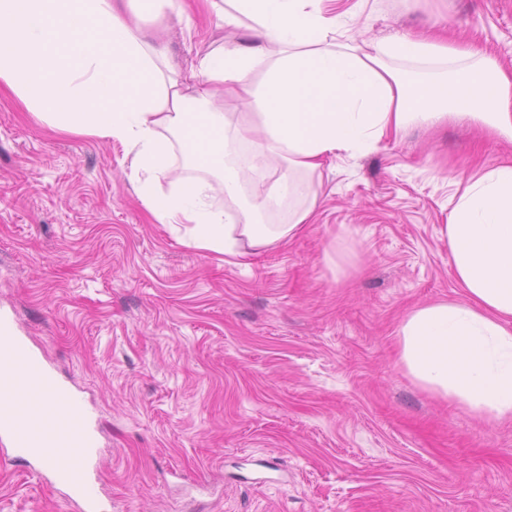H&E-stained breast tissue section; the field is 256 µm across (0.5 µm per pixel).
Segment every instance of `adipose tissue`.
Listing matches in <instances>:
<instances>
[{
    "label": "adipose tissue",
    "instance_id": "1",
    "mask_svg": "<svg viewBox=\"0 0 512 512\" xmlns=\"http://www.w3.org/2000/svg\"><path fill=\"white\" fill-rule=\"evenodd\" d=\"M195 8L228 26L249 20L255 44L216 47L179 73L144 20ZM357 16L339 0H0V88L52 130L121 143L158 223L242 257L310 223L308 180L326 156L448 118L512 143L511 73L429 31L380 41L365 60L336 52ZM228 93L255 110L252 124L225 113ZM179 156L193 176L160 191ZM455 196L442 235L463 299L409 312L400 361L473 416L512 419V156Z\"/></svg>",
    "mask_w": 512,
    "mask_h": 512
}]
</instances>
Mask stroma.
<instances>
[{
	"label": "stroma",
	"instance_id": "1",
	"mask_svg": "<svg viewBox=\"0 0 512 512\" xmlns=\"http://www.w3.org/2000/svg\"><path fill=\"white\" fill-rule=\"evenodd\" d=\"M512 70V0H376L336 47L431 23ZM181 71L246 26L169 17ZM512 156L455 119L327 157L311 224L234 258L159 224L120 143L0 94V315L101 432L106 512H512V421L418 385L397 331L461 300L441 234L454 180ZM0 512H71L0 445Z\"/></svg>",
	"mask_w": 512,
	"mask_h": 512
}]
</instances>
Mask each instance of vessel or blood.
Masks as SVG:
<instances>
[{
    "label": "vessel or blood",
    "mask_w": 512,
    "mask_h": 512,
    "mask_svg": "<svg viewBox=\"0 0 512 512\" xmlns=\"http://www.w3.org/2000/svg\"><path fill=\"white\" fill-rule=\"evenodd\" d=\"M0 436L17 459L49 466L53 483L81 512H102L91 462L99 437L78 396L49 371L28 341L0 318Z\"/></svg>",
    "instance_id": "obj_1"
}]
</instances>
